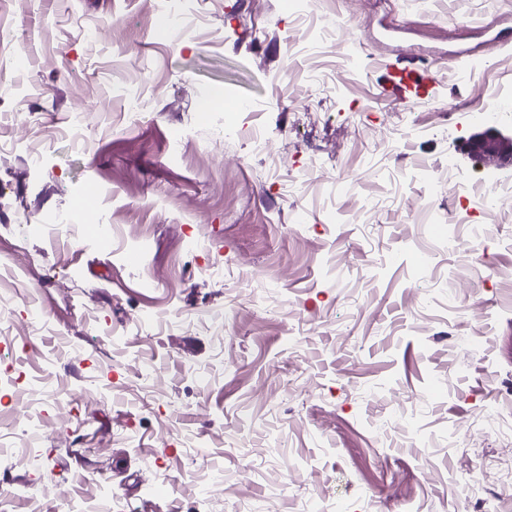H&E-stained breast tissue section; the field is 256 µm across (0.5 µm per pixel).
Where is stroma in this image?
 <instances>
[{
    "instance_id": "stroma-1",
    "label": "stroma",
    "mask_w": 512,
    "mask_h": 512,
    "mask_svg": "<svg viewBox=\"0 0 512 512\" xmlns=\"http://www.w3.org/2000/svg\"><path fill=\"white\" fill-rule=\"evenodd\" d=\"M5 0L0 485L13 512H501L512 468V214L455 71L512 88V0ZM331 18L364 59L295 53ZM148 112L130 120L124 86ZM211 111H203L207 101ZM78 114V127L69 117ZM397 127L398 147L383 132ZM275 139L280 171L250 132ZM112 235L59 234L88 185ZM481 301L473 310L472 301ZM223 313L224 336L209 318ZM68 423L40 439L22 417ZM223 481L224 492L209 488ZM465 197L487 210L512 212V178L485 177L472 182Z\"/></svg>"
}]
</instances>
